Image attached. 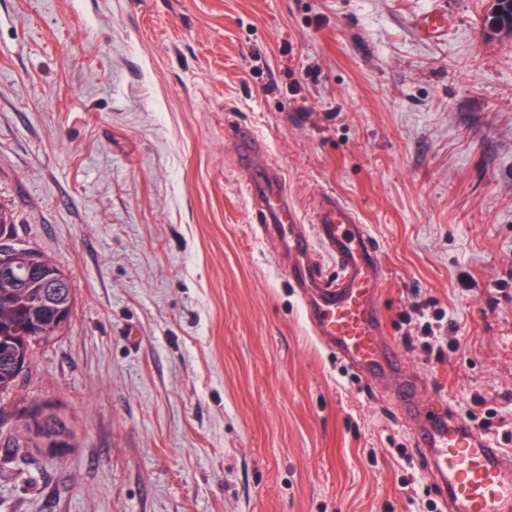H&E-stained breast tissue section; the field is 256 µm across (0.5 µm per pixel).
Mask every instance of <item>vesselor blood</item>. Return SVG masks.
<instances>
[{"label":"vessel or blood","instance_id":"b4317fda","mask_svg":"<svg viewBox=\"0 0 512 512\" xmlns=\"http://www.w3.org/2000/svg\"><path fill=\"white\" fill-rule=\"evenodd\" d=\"M233 138L239 166L252 172L250 193L261 205L263 229L294 257L289 274L308 290L305 316L312 333L335 349L362 381H390V399L416 423L419 463L430 474L445 512H512V453L454 412H426L415 380L404 373L403 356L386 335L379 304L384 274L378 251L356 211L340 199H325L318 210L317 238L309 240L298 229L300 216L281 171L255 166L266 150L263 137L240 126ZM315 242L334 260L335 277L324 276L311 262Z\"/></svg>","mask_w":512,"mask_h":512}]
</instances>
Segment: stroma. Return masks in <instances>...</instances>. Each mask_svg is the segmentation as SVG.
I'll return each mask as SVG.
<instances>
[{
  "mask_svg": "<svg viewBox=\"0 0 512 512\" xmlns=\"http://www.w3.org/2000/svg\"><path fill=\"white\" fill-rule=\"evenodd\" d=\"M490 7L0 0V207L76 299L0 401L54 402L75 446L1 427L0 512H432L409 424L311 334L257 228L239 125L305 228L326 195L359 212L422 398L512 450V35Z\"/></svg>",
  "mask_w": 512,
  "mask_h": 512,
  "instance_id": "obj_1",
  "label": "stroma"
}]
</instances>
